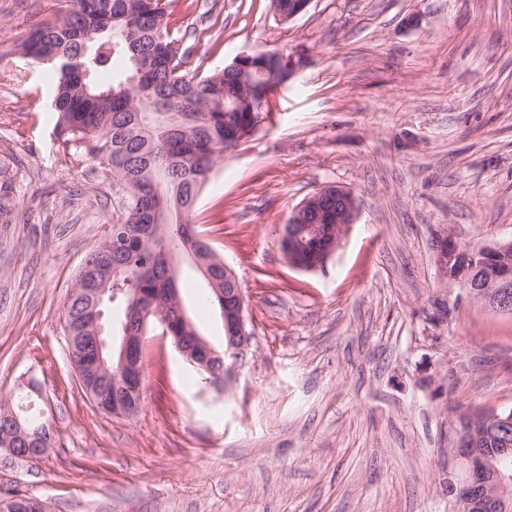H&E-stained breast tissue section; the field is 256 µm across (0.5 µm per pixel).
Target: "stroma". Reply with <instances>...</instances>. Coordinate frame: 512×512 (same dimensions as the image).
<instances>
[{
  "mask_svg": "<svg viewBox=\"0 0 512 512\" xmlns=\"http://www.w3.org/2000/svg\"><path fill=\"white\" fill-rule=\"evenodd\" d=\"M60 0H0V166L19 190L0 240V396L40 394V460L0 463V493L52 512H458L461 416L512 409V314L461 296L431 242L512 238V0H171L202 77L258 49L298 69L197 205L235 272L253 336L228 393L202 386L170 337L142 352V407L106 413L69 354L63 304L112 217V181L58 150L44 65L15 46ZM357 220L320 268L290 267L279 232L323 186ZM183 302L223 329L184 267ZM447 300V322L432 320Z\"/></svg>",
  "mask_w": 512,
  "mask_h": 512,
  "instance_id": "35a3bbf8",
  "label": "stroma"
}]
</instances>
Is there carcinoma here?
Returning a JSON list of instances; mask_svg holds the SVG:
<instances>
[{
	"label": "carcinoma",
	"instance_id": "cac0c4a2",
	"mask_svg": "<svg viewBox=\"0 0 512 512\" xmlns=\"http://www.w3.org/2000/svg\"><path fill=\"white\" fill-rule=\"evenodd\" d=\"M168 0H64L55 19L36 24L18 45L33 62L49 65L56 76L52 101L57 114L59 148L68 157L83 153L112 176V222L84 264L109 288L100 310L117 312L107 328L119 338L138 321L137 296H151L173 310L181 298L174 271L189 252L208 264L203 298L222 315L224 293L239 283L225 279V265L195 221L201 191L228 143L251 137L271 118L258 112L249 97L271 96L272 73L281 60L270 59L266 72H253L252 88L240 72L225 68L208 76H190L178 22ZM108 79L101 80L102 75ZM14 182L0 179V235L15 221ZM86 280L78 276L63 306L64 319L76 324L89 307ZM190 326L172 318L167 336H194ZM74 369L102 378L95 354L70 353ZM142 379L122 376L100 407L139 410ZM13 412L25 433H36V420L21 405L0 399V416ZM28 495L14 490L0 496V512H22Z\"/></svg>",
	"mask_w": 512,
	"mask_h": 512
}]
</instances>
